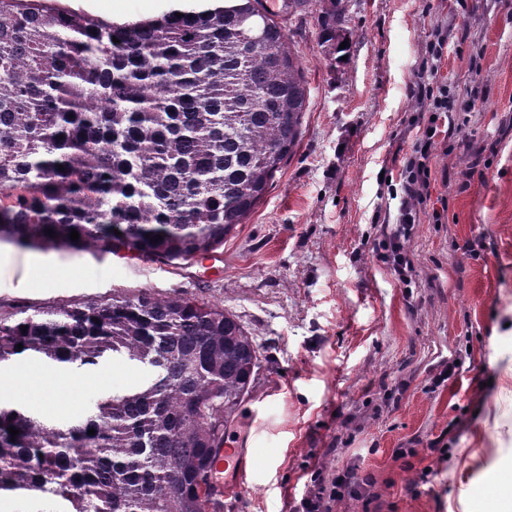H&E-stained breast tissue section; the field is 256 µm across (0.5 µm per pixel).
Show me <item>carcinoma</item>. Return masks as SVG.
<instances>
[{
    "instance_id": "carcinoma-1",
    "label": "carcinoma",
    "mask_w": 512,
    "mask_h": 512,
    "mask_svg": "<svg viewBox=\"0 0 512 512\" xmlns=\"http://www.w3.org/2000/svg\"><path fill=\"white\" fill-rule=\"evenodd\" d=\"M320 6L340 54L344 0ZM276 16L263 0H221L114 23L54 0H0V242L217 258L301 135L306 80ZM22 353L77 371L128 363L142 380L63 424L0 401V500L210 512L213 454L260 368L235 315L147 291L1 315L0 370Z\"/></svg>"
}]
</instances>
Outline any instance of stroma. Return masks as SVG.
Listing matches in <instances>:
<instances>
[{
	"mask_svg": "<svg viewBox=\"0 0 512 512\" xmlns=\"http://www.w3.org/2000/svg\"><path fill=\"white\" fill-rule=\"evenodd\" d=\"M108 21L200 10L207 0H66ZM348 0L343 61L319 37L317 0L281 14L308 87L302 135L220 260L189 265L103 250L0 244V314L106 301L147 290L223 306L254 336L261 368L224 443L246 453L223 512H290L313 468H356L371 512H497L512 485V0ZM440 80L483 95L453 137L438 136L402 284L381 242L416 135L408 95L435 30ZM480 64V73L470 70ZM473 251H466V244ZM459 356L455 379L434 386ZM9 399L63 421L135 385L103 365L53 386L41 366ZM439 441L445 455L428 449ZM412 449L398 459L396 449Z\"/></svg>",
	"mask_w": 512,
	"mask_h": 512,
	"instance_id": "1",
	"label": "stroma"
}]
</instances>
